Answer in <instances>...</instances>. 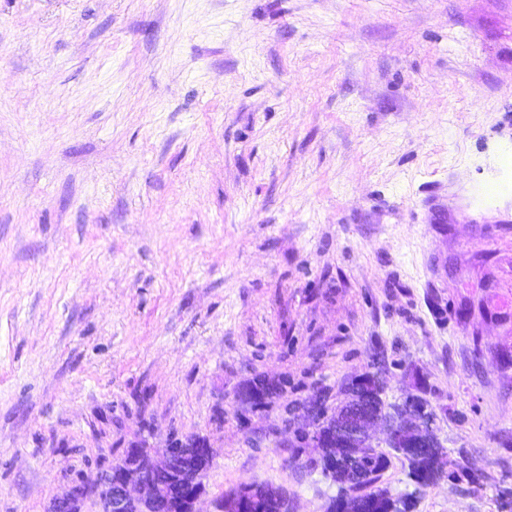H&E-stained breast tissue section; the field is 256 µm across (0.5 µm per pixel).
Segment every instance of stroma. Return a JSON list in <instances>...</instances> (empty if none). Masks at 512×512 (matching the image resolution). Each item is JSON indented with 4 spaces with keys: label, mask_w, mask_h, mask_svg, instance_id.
Returning <instances> with one entry per match:
<instances>
[{
    "label": "stroma",
    "mask_w": 512,
    "mask_h": 512,
    "mask_svg": "<svg viewBox=\"0 0 512 512\" xmlns=\"http://www.w3.org/2000/svg\"><path fill=\"white\" fill-rule=\"evenodd\" d=\"M507 153L512 0H0V512L193 436L325 512L368 372L481 477L414 512H512Z\"/></svg>",
    "instance_id": "35a3bbf8"
}]
</instances>
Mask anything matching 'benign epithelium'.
<instances>
[{"mask_svg":"<svg viewBox=\"0 0 512 512\" xmlns=\"http://www.w3.org/2000/svg\"><path fill=\"white\" fill-rule=\"evenodd\" d=\"M431 414L402 412L397 423L371 417L362 405L353 402L338 423V431L319 435L305 431L304 444L308 448H330L336 433L348 436L356 448H381L391 439L395 425L410 430L403 446L406 448H431L438 459L445 453L432 429ZM214 450L191 444L185 447L170 446L162 457L148 453V465L156 474L153 480L140 476V460L123 457L114 464L104 478L95 484L80 483L55 500L49 512H79L78 503L95 497L98 512H199L197 503L205 494V472L199 467L202 457L213 458ZM273 486L246 482L216 503V512H245L261 507L262 500Z\"/></svg>","mask_w":512,"mask_h":512,"instance_id":"1","label":"benign epithelium"}]
</instances>
